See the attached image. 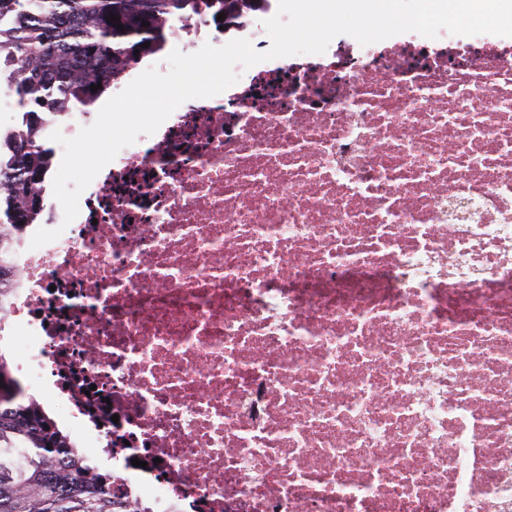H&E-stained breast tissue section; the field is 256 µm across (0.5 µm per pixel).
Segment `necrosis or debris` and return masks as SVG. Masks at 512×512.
<instances>
[{
  "mask_svg": "<svg viewBox=\"0 0 512 512\" xmlns=\"http://www.w3.org/2000/svg\"><path fill=\"white\" fill-rule=\"evenodd\" d=\"M10 317L135 512H512V37L260 62L44 205Z\"/></svg>",
  "mask_w": 512,
  "mask_h": 512,
  "instance_id": "necrosis-or-debris-1",
  "label": "necrosis or debris"
}]
</instances>
